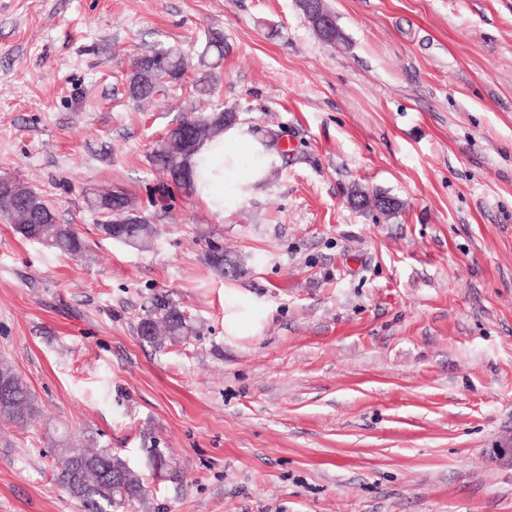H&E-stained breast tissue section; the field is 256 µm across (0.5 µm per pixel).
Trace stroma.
Masks as SVG:
<instances>
[{
  "label": "stroma",
  "instance_id": "1",
  "mask_svg": "<svg viewBox=\"0 0 512 512\" xmlns=\"http://www.w3.org/2000/svg\"><path fill=\"white\" fill-rule=\"evenodd\" d=\"M324 4L341 43L296 0H0V174L91 244L60 256L0 221V357L39 406L0 424V512H80L64 438L138 471L127 512H512V0ZM211 29L203 107L280 150L221 220L150 162L189 88L126 93L137 57L196 62ZM110 185L153 249L99 238L84 193ZM356 188L400 207L356 209ZM228 288L267 307L262 335L225 339ZM161 295L196 332L156 349L137 327ZM297 7L302 12L305 19L309 22L317 36L324 42L329 44H336L343 40V33L336 24V29H333L332 34H328L325 30L321 14L326 12L324 3L319 0H297ZM224 61V33L218 29L208 30L203 52L198 56V77L191 83L192 96L202 99L212 92L213 71Z\"/></svg>",
  "mask_w": 512,
  "mask_h": 512
}]
</instances>
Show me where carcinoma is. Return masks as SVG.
<instances>
[{
	"mask_svg": "<svg viewBox=\"0 0 512 512\" xmlns=\"http://www.w3.org/2000/svg\"><path fill=\"white\" fill-rule=\"evenodd\" d=\"M297 7L323 42L335 44L343 40L340 29L330 33L325 30L321 14L326 12V8L321 0H297ZM223 61L224 33L211 29L205 48L198 56V77L191 83L192 96L202 99L211 94L213 71ZM188 69V58L177 46L145 53L135 61L128 78V97L139 103L163 96L170 88L181 84L188 75ZM236 120L235 112L221 108L193 110L189 124L180 122L162 137L151 156L152 165L165 171L177 187L194 191L190 168L192 156L201 143L217 136L224 131L226 124ZM85 205L98 216L96 228L104 238L140 251L152 248L157 241L155 225L121 222L128 212L137 210L126 190L95 188L86 192ZM0 219L12 225L22 238L58 255L79 258L88 249L78 229L61 222L55 204L24 181L7 173L0 175ZM208 264L223 276L228 269L241 270L233 255L218 246L209 252ZM191 332L189 316L165 295L154 299L151 309L138 324L140 339L158 348L168 343H179ZM0 377H7L12 382L9 397H0V421L21 427L30 424L39 413L32 390L12 365L3 360H0ZM125 468V461L109 450L66 448L61 466L55 472V481L80 502L82 512H119V509L145 496L143 480L136 473H127L123 489L112 485V473Z\"/></svg>",
	"mask_w": 512,
	"mask_h": 512,
	"instance_id": "1",
	"label": "carcinoma"
}]
</instances>
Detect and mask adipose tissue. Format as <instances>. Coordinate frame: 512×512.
<instances>
[{
	"label": "adipose tissue",
	"mask_w": 512,
	"mask_h": 512,
	"mask_svg": "<svg viewBox=\"0 0 512 512\" xmlns=\"http://www.w3.org/2000/svg\"><path fill=\"white\" fill-rule=\"evenodd\" d=\"M276 156L246 126L225 127L193 155L194 192L217 217L233 212L265 181ZM266 313L253 295L237 288L224 291V335L240 340L258 335Z\"/></svg>",
	"instance_id": "adipose-tissue-1"
}]
</instances>
